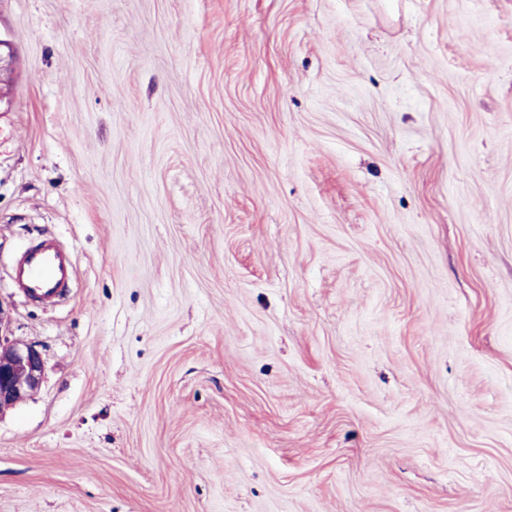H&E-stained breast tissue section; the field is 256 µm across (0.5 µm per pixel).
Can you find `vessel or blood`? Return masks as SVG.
Here are the masks:
<instances>
[{"label": "vessel or blood", "instance_id": "1", "mask_svg": "<svg viewBox=\"0 0 512 512\" xmlns=\"http://www.w3.org/2000/svg\"><path fill=\"white\" fill-rule=\"evenodd\" d=\"M73 271L72 255L55 240L47 239L20 254L12 279L26 296L50 303L62 295Z\"/></svg>", "mask_w": 512, "mask_h": 512}]
</instances>
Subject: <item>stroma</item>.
<instances>
[{
  "label": "stroma",
  "instance_id": "1",
  "mask_svg": "<svg viewBox=\"0 0 512 512\" xmlns=\"http://www.w3.org/2000/svg\"><path fill=\"white\" fill-rule=\"evenodd\" d=\"M0 40V327L46 362L0 512H512V0H0ZM73 271L72 255L55 240L47 239L20 254L13 265L12 279L26 296L50 303L68 287Z\"/></svg>",
  "mask_w": 512,
  "mask_h": 512
}]
</instances>
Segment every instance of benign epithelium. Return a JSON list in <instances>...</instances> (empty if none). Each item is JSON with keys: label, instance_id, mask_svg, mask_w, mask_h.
<instances>
[{"label": "benign epithelium", "instance_id": "benign-epithelium-1", "mask_svg": "<svg viewBox=\"0 0 512 512\" xmlns=\"http://www.w3.org/2000/svg\"><path fill=\"white\" fill-rule=\"evenodd\" d=\"M44 375L45 361L37 346L0 335V412L30 397Z\"/></svg>", "mask_w": 512, "mask_h": 512}]
</instances>
